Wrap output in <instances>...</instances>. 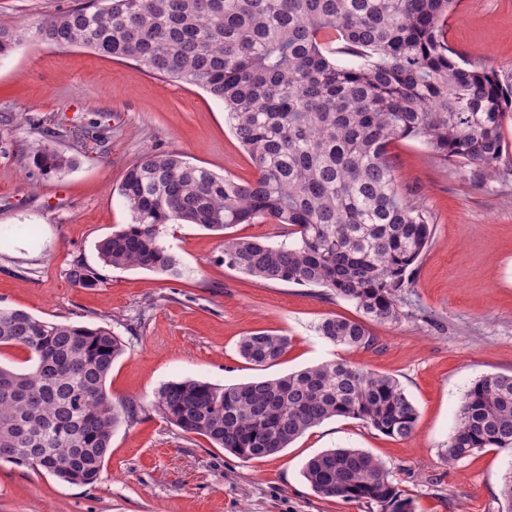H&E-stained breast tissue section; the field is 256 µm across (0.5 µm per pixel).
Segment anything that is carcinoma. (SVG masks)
I'll list each match as a JSON object with an SVG mask.
<instances>
[{"mask_svg": "<svg viewBox=\"0 0 512 512\" xmlns=\"http://www.w3.org/2000/svg\"><path fill=\"white\" fill-rule=\"evenodd\" d=\"M454 0H80L26 28L0 26V57L26 40L82 47L197 86L224 105L226 121L255 168L245 183L148 151L118 194L131 223L98 245L103 267L185 275L162 241L169 224L224 231L270 218L291 241L224 237V266L257 279L324 288L365 317L393 322L404 287L432 240L427 210L407 202L390 156L415 138L445 162L496 173L512 90L496 73L451 57ZM34 163L61 175L73 158L45 129ZM70 282L92 288L103 275L80 261ZM319 336L350 348L374 343L362 322L323 319ZM286 336L243 337L239 354L276 363ZM28 353V366L0 363V461L92 485L121 421L154 411L185 435L244 460L282 451L334 417L359 419L406 440L417 410L389 375L346 362L274 379L221 385L169 381L151 406L118 403L106 388L125 345L104 326L40 319L0 307V348ZM512 449V375L487 374L465 391L443 459ZM302 476L323 498L363 501L380 512H413L385 465L355 448L309 458Z\"/></svg>", "mask_w": 512, "mask_h": 512, "instance_id": "carcinoma-1", "label": "carcinoma"}]
</instances>
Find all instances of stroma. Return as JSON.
<instances>
[{"instance_id":"obj_1","label":"stroma","mask_w":512,"mask_h":512,"mask_svg":"<svg viewBox=\"0 0 512 512\" xmlns=\"http://www.w3.org/2000/svg\"><path fill=\"white\" fill-rule=\"evenodd\" d=\"M77 0H0V25L25 27ZM456 60L512 82V0H458L448 17ZM49 121L55 145L74 166L43 175L32 149ZM507 153L497 174L444 163L416 139L395 141L391 156L410 204L424 207L432 242L397 293L399 320L368 322L372 346H335L317 324L362 314L325 289L263 281L225 267L224 238L287 241L269 218L228 233L168 225L163 242L186 278L139 268H103L99 241L131 215L117 188L143 152L177 151L191 163L241 181L254 166L203 89L145 72L134 62L86 48L29 41L0 59V306L50 321L111 327L125 345L107 380L113 400L150 404L168 381L225 385L276 378L326 361H346L394 377L418 411L414 435L398 440L363 421L336 417L281 453L242 461L201 437L185 436L160 415L120 423L99 480L69 485L48 473L0 461V512H379L318 497L305 461L352 447L383 461L414 512H501L512 450L486 448L448 464L441 456L460 401L474 380L512 374V114L503 123ZM38 237L29 240L27 228ZM102 270L94 288L73 285L74 261ZM288 336L276 365L238 351L255 332Z\"/></svg>"}]
</instances>
